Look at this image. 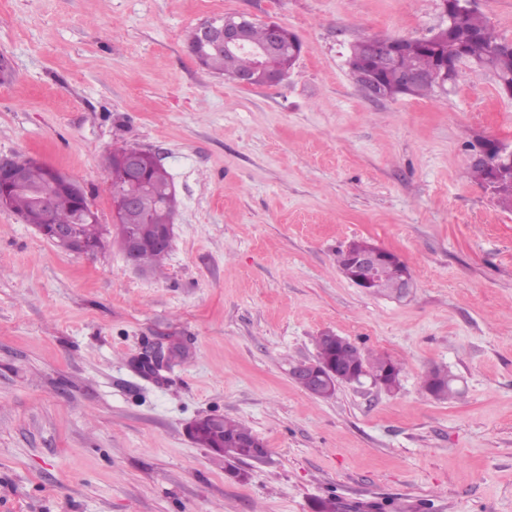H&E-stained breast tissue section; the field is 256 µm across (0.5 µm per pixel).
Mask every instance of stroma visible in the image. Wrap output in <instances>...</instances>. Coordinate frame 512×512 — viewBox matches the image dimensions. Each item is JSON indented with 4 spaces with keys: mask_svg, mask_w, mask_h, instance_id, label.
Here are the masks:
<instances>
[{
    "mask_svg": "<svg viewBox=\"0 0 512 512\" xmlns=\"http://www.w3.org/2000/svg\"><path fill=\"white\" fill-rule=\"evenodd\" d=\"M230 14L300 38L281 84L197 63L191 31ZM441 22L439 0H0V156L67 174L107 224V159L135 146L179 202L154 275L0 209V512H512V209L465 175L472 143L512 145V99L469 66L372 101L345 64ZM358 240L406 263L408 298L340 273ZM327 330L401 362L398 387L307 394L290 370ZM160 339L176 355L140 371ZM208 414L267 460L233 477L186 432ZM424 387L438 399H448L451 393L448 372L439 368L433 369L424 380Z\"/></svg>",
    "mask_w": 512,
    "mask_h": 512,
    "instance_id": "1",
    "label": "stroma"
}]
</instances>
